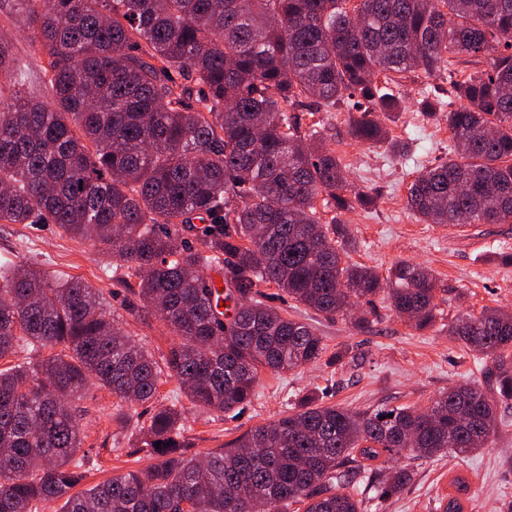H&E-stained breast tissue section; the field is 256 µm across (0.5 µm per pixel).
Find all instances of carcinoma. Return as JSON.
Returning <instances> with one entry per match:
<instances>
[{
    "label": "carcinoma",
    "instance_id": "obj_1",
    "mask_svg": "<svg viewBox=\"0 0 512 512\" xmlns=\"http://www.w3.org/2000/svg\"><path fill=\"white\" fill-rule=\"evenodd\" d=\"M348 2L17 0L39 55L21 65L0 38V79L22 86L37 69L48 98L17 90L0 106V223L108 248L173 341L160 365L90 285L0 268V359L24 355L0 370V512L58 500L60 512H366L411 481L393 459L467 455L496 434L512 400V313L489 308L448 324L482 355L484 388L451 386L425 411L307 396L231 447L191 455L184 410L162 407L135 449L157 463L75 491L91 387L121 407L153 400L167 375L224 413L251 402L259 370L321 359V337L261 300L262 284L327 319L383 291L418 331L442 318L431 270L399 263L383 280L345 260L338 216L374 196L350 188L302 113L344 107L353 139L400 156L387 84L447 73L448 102L435 85L418 104L425 117L448 110L464 160L419 175L408 205L426 224L512 222V0Z\"/></svg>",
    "mask_w": 512,
    "mask_h": 512
}]
</instances>
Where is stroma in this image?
Segmentation results:
<instances>
[{
    "label": "stroma",
    "instance_id": "35a3bbf8",
    "mask_svg": "<svg viewBox=\"0 0 512 512\" xmlns=\"http://www.w3.org/2000/svg\"><path fill=\"white\" fill-rule=\"evenodd\" d=\"M0 36L11 40L20 62L33 56L25 23L15 0H0ZM420 82L406 78L398 90L405 108L391 126L394 137L408 141L410 153L399 158L384 146L361 143L348 133L344 111L304 115V124H318L347 167L351 188L374 193L366 210L342 216L355 246L350 261L387 276L397 263L420 264L437 282L436 301L445 320L461 312L480 313L500 307L512 311V266L502 265L499 251L512 249L511 224H473L448 228L426 224L407 207L408 187L425 168L447 161L450 135L445 119L423 121L416 110ZM38 264L51 277L76 279L98 289L119 325L155 360L167 354L172 336L166 326L140 305L137 295L112 276L107 250L70 239L52 224H0V263ZM269 305L311 323L326 352L317 363L280 375L260 371L255 395L241 410L226 413L193 406L175 378H164L155 400L115 412V396L93 388L82 403V453L89 458L86 485L151 465L145 454L133 453L139 430L154 409L176 406L185 411L183 438L191 451L224 447L242 433L278 419L305 395L320 403L352 410L382 404L423 408L455 384L483 380L481 357L441 326L418 331L388 303L376 302L369 329L353 327L350 317L327 319L292 301L282 300L274 285H261ZM488 445L458 456L445 453L430 460L401 458L413 473L397 496L377 512H440L451 479L470 486L465 512H501L512 500V407Z\"/></svg>",
    "mask_w": 512,
    "mask_h": 512
}]
</instances>
